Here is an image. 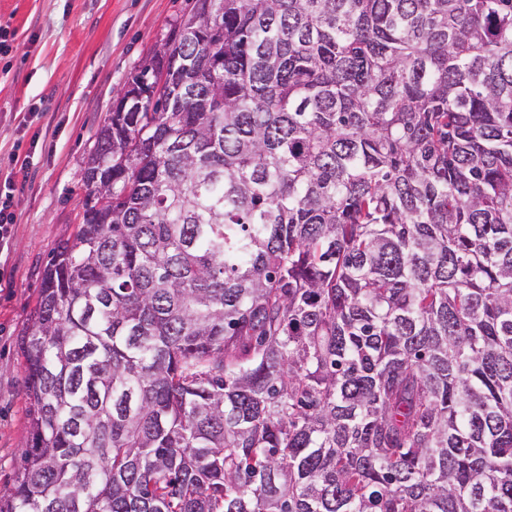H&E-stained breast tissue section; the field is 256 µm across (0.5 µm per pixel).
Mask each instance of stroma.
<instances>
[{
  "mask_svg": "<svg viewBox=\"0 0 512 512\" xmlns=\"http://www.w3.org/2000/svg\"><path fill=\"white\" fill-rule=\"evenodd\" d=\"M191 0H0V181L16 172L0 248V497L29 442L19 350L58 242L80 222L81 176L117 92Z\"/></svg>",
  "mask_w": 512,
  "mask_h": 512,
  "instance_id": "1",
  "label": "stroma"
}]
</instances>
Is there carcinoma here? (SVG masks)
Returning a JSON list of instances; mask_svg holds the SVG:
<instances>
[{"label":"carcinoma","mask_w":512,"mask_h":512,"mask_svg":"<svg viewBox=\"0 0 512 512\" xmlns=\"http://www.w3.org/2000/svg\"><path fill=\"white\" fill-rule=\"evenodd\" d=\"M116 99L0 512H512V0H193Z\"/></svg>","instance_id":"carcinoma-1"}]
</instances>
